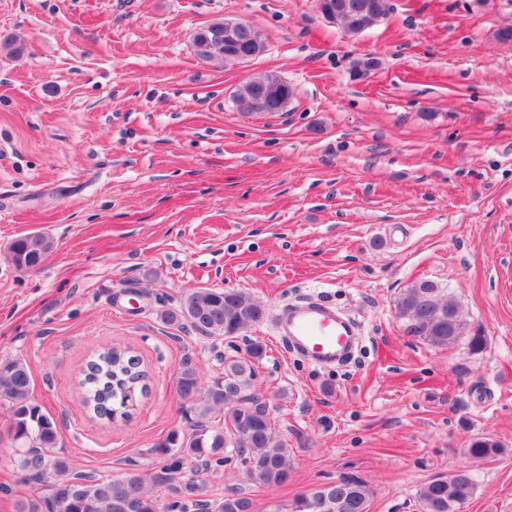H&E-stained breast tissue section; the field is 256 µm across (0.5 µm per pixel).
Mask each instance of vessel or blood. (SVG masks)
Masks as SVG:
<instances>
[{
  "label": "vessel or blood",
  "instance_id": "obj_1",
  "mask_svg": "<svg viewBox=\"0 0 512 512\" xmlns=\"http://www.w3.org/2000/svg\"><path fill=\"white\" fill-rule=\"evenodd\" d=\"M273 327L287 352L321 366L335 364L346 357L359 335L353 320L317 298L284 306Z\"/></svg>",
  "mask_w": 512,
  "mask_h": 512
}]
</instances>
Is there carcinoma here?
Wrapping results in <instances>:
<instances>
[{
	"instance_id": "obj_1",
	"label": "carcinoma",
	"mask_w": 512,
	"mask_h": 512,
	"mask_svg": "<svg viewBox=\"0 0 512 512\" xmlns=\"http://www.w3.org/2000/svg\"><path fill=\"white\" fill-rule=\"evenodd\" d=\"M336 13L335 21L351 34L360 33L387 14L386 0H326ZM196 54L203 59L219 55L233 60L224 48V20L219 19L196 31ZM278 86L293 98V89L274 74L247 80L237 92L238 101L249 111L264 87ZM51 249V240L29 234L14 240L9 252L12 263L21 269L40 266ZM440 288L429 280L409 286L399 298L396 311L408 323L409 332L434 345L446 346L459 340L464 329L460 309L452 301L438 298ZM264 309L240 291L197 288L176 311H165L162 319L179 328L186 326L210 337L235 338L258 323ZM264 354L263 345L252 342L243 357L224 361L221 374L202 384L198 368L187 359L175 380L183 400L193 403L188 425L154 444L160 460L154 483L165 487L167 497L150 493L145 480L135 472L104 477L73 466L55 454L61 447L60 430L54 418L44 413L33 399L29 365L20 358L0 360V407L12 421L10 440L19 448L17 467L29 482L42 486L36 497L16 502V512H253L252 501L237 493L211 499L202 495L195 483L184 480L185 465L196 470L220 468L233 459L255 463L247 479L266 487L288 482V444L277 438L269 406L249 393L256 363ZM82 404L95 418L112 420L127 417L129 394L147 389V373L142 360L130 348L105 347L87 357L80 370ZM473 458H491L502 452L490 438L469 444ZM474 491L463 470L451 478L438 476L418 491L421 512H459ZM370 490L353 476L341 478L296 497L291 512H367Z\"/></svg>"
}]
</instances>
